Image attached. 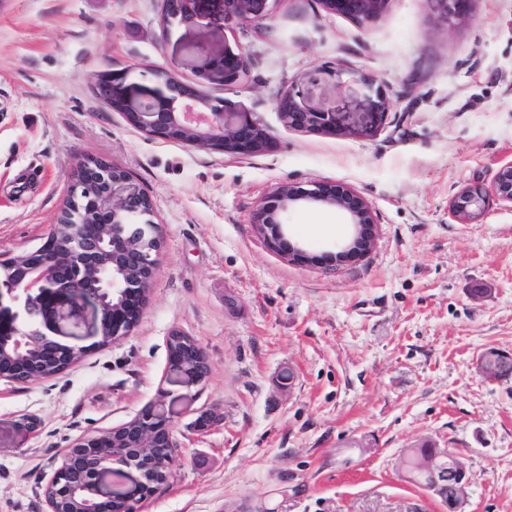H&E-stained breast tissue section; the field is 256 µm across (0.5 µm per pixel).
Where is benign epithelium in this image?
I'll return each instance as SVG.
<instances>
[{
  "label": "benign epithelium",
  "instance_id": "1",
  "mask_svg": "<svg viewBox=\"0 0 512 512\" xmlns=\"http://www.w3.org/2000/svg\"><path fill=\"white\" fill-rule=\"evenodd\" d=\"M272 0H184L185 12L179 24L191 27L217 14L224 19L243 23H259L270 15ZM390 0H319L323 10L341 14L360 26L374 22ZM434 19L444 28L455 26L463 19L465 0H428ZM248 74L244 56L226 47L221 54L209 57L198 72L196 86L189 87L169 70L152 71L154 86L137 92L127 83V74L112 73L113 106L124 112L130 122L144 133L170 139L176 131L178 142L196 148L223 152L228 155L261 153L268 148L265 128L250 112L230 100L214 105L202 88L221 85L227 89L241 85ZM368 88L362 98L354 101L351 112H325L311 108L289 93L276 101L282 121L300 131L369 138L384 124L393 107L389 98L373 80L359 77ZM105 192L108 210L116 215L128 209L145 193L133 183L132 177L114 173L107 177ZM495 196L512 204V162L503 165L489 187L464 188L452 203L453 215L463 223L477 220L486 199ZM318 205L336 208L347 215L354 226L352 237L343 253L351 257L365 255L374 243L375 214L358 193L343 187L315 184L303 188L290 182L279 184L271 199L261 202L253 214L266 242L277 247L283 236L277 214L292 208ZM156 225L105 222L93 226V249L107 247L112 253V266L100 262L78 263L71 257L46 244L35 252L20 256L25 275L14 287L0 288V379L18 380L16 353L27 352L34 363L45 365L65 354L77 358L84 347L73 343L78 334L66 329L76 307H89L92 321L87 336L96 344L107 345L125 337L126 326H134L138 316L126 317L127 299L139 295L144 306L150 292L152 273L160 253L145 260L146 278L141 285L131 286L125 278L121 258L139 255L147 236L157 233ZM173 373L186 386H195L205 377L177 361H170ZM477 372L490 382L512 378V352L488 348L476 360ZM172 427L162 405L154 404L128 423L97 434L79 438L65 453L61 465L54 471L43 489L48 512H56V499L68 489L63 476L76 470L86 475L83 482L92 495L83 500V512H103V501H109V512H140L141 505L170 477L166 461L143 464V457L155 448H173ZM419 486L432 493L448 488V512H463V504L471 477L458 456L448 455L442 448L436 454L421 459L415 468Z\"/></svg>",
  "mask_w": 512,
  "mask_h": 512
}]
</instances>
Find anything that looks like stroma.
I'll return each instance as SVG.
<instances>
[{
    "mask_svg": "<svg viewBox=\"0 0 512 512\" xmlns=\"http://www.w3.org/2000/svg\"><path fill=\"white\" fill-rule=\"evenodd\" d=\"M161 5L0 0V262L46 243L81 156L131 173L163 236L125 339L50 378L0 380V512H47L43 487L74 441L158 400L177 462L142 512H446L403 477L405 449L425 442L470 472L464 512H512V382L475 367L486 348L512 351V204L490 199L473 224L451 212L512 161V0H470L446 32L427 0H390L364 27L318 0H274L257 24L165 29ZM227 45L248 76L205 93L252 112L265 152L148 136L94 92L111 69L142 87L157 67L195 84L200 47ZM362 74L393 102L373 137L282 123V93L343 111ZM283 182L360 194L372 250L339 258L351 226L322 206L290 210L292 249L271 248L252 215ZM175 331L204 349L203 384H176Z\"/></svg>",
    "mask_w": 512,
    "mask_h": 512,
    "instance_id": "35a3bbf8",
    "label": "stroma"
}]
</instances>
